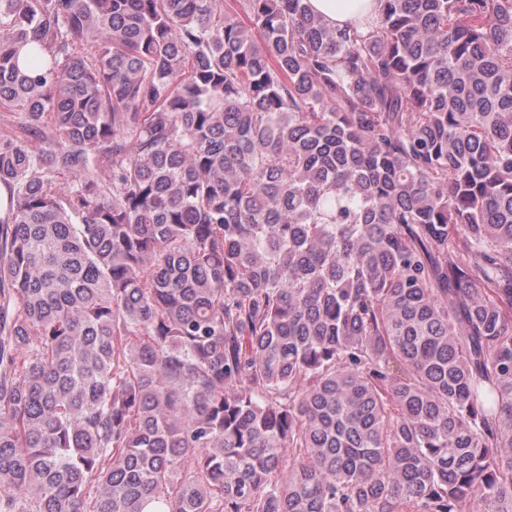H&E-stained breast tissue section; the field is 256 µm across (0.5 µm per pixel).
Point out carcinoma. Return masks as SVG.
Instances as JSON below:
<instances>
[{"mask_svg": "<svg viewBox=\"0 0 512 512\" xmlns=\"http://www.w3.org/2000/svg\"><path fill=\"white\" fill-rule=\"evenodd\" d=\"M0 0V512H512V0ZM309 4L329 26L355 24L361 32L368 26L365 20L372 21L377 16L380 5L379 0H310Z\"/></svg>", "mask_w": 512, "mask_h": 512, "instance_id": "obj_1", "label": "carcinoma"}]
</instances>
